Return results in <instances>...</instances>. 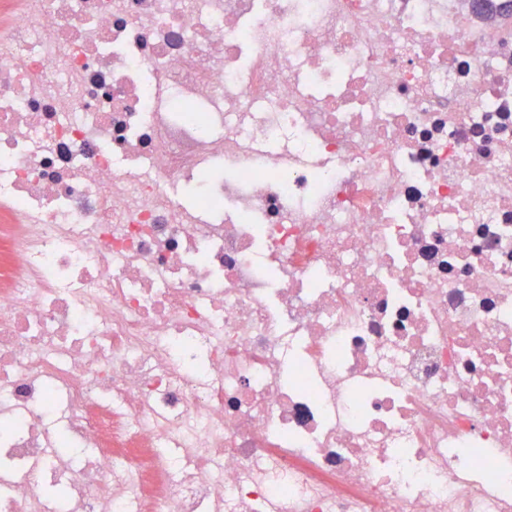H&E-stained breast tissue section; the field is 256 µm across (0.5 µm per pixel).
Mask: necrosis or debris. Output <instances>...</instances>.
<instances>
[{
  "label": "necrosis or debris",
  "mask_w": 512,
  "mask_h": 512,
  "mask_svg": "<svg viewBox=\"0 0 512 512\" xmlns=\"http://www.w3.org/2000/svg\"><path fill=\"white\" fill-rule=\"evenodd\" d=\"M0 512H512V24L0 0Z\"/></svg>",
  "instance_id": "necrosis-or-debris-1"
}]
</instances>
